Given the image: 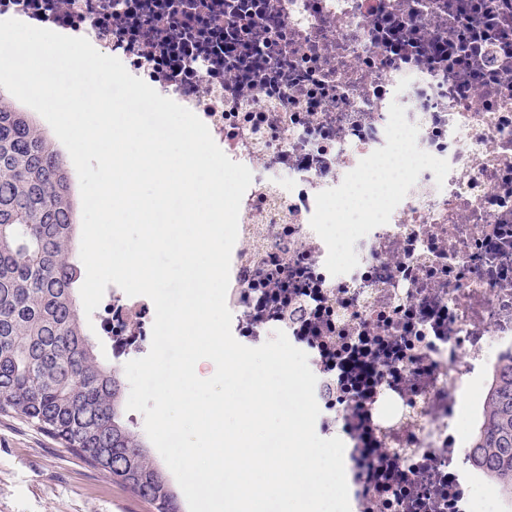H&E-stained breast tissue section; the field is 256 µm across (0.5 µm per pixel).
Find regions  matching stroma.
<instances>
[{"instance_id":"stroma-1","label":"stroma","mask_w":512,"mask_h":512,"mask_svg":"<svg viewBox=\"0 0 512 512\" xmlns=\"http://www.w3.org/2000/svg\"><path fill=\"white\" fill-rule=\"evenodd\" d=\"M0 512H151L58 441L0 416Z\"/></svg>"}]
</instances>
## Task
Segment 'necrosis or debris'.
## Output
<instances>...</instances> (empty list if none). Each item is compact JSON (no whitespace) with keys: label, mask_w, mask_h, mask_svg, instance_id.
Wrapping results in <instances>:
<instances>
[{"label":"necrosis or debris","mask_w":512,"mask_h":512,"mask_svg":"<svg viewBox=\"0 0 512 512\" xmlns=\"http://www.w3.org/2000/svg\"><path fill=\"white\" fill-rule=\"evenodd\" d=\"M10 18L87 38L250 169L231 331L307 354L351 512H504L460 466L458 411L512 351V0H0ZM400 153L379 212L337 225ZM104 311L120 371L154 305L116 287Z\"/></svg>","instance_id":"necrosis-or-debris-1"}]
</instances>
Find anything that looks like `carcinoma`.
<instances>
[{
	"instance_id": "1",
	"label": "carcinoma",
	"mask_w": 512,
	"mask_h": 512,
	"mask_svg": "<svg viewBox=\"0 0 512 512\" xmlns=\"http://www.w3.org/2000/svg\"><path fill=\"white\" fill-rule=\"evenodd\" d=\"M74 213L65 156L0 92V416L51 436L154 512H180L125 417L119 372L98 361L85 330ZM468 461L512 504V354L492 370Z\"/></svg>"
}]
</instances>
